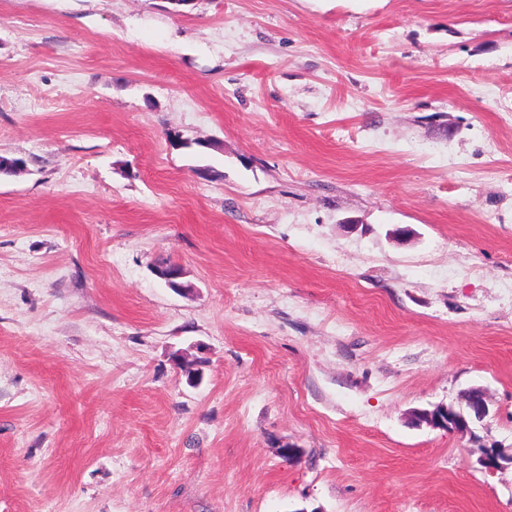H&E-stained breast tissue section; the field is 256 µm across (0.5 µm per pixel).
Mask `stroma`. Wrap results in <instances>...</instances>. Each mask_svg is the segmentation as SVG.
Segmentation results:
<instances>
[{
    "instance_id": "stroma-1",
    "label": "stroma",
    "mask_w": 512,
    "mask_h": 512,
    "mask_svg": "<svg viewBox=\"0 0 512 512\" xmlns=\"http://www.w3.org/2000/svg\"><path fill=\"white\" fill-rule=\"evenodd\" d=\"M511 99L512 0H0V512H512ZM420 420L434 429L462 431L469 427V421L463 412L455 411L448 406H438L433 411L425 412Z\"/></svg>"
}]
</instances>
